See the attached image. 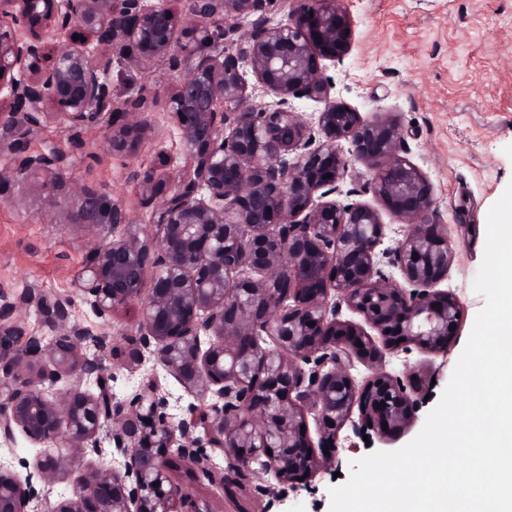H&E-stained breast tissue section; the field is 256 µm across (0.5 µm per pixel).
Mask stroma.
I'll use <instances>...</instances> for the list:
<instances>
[{"instance_id": "stroma-1", "label": "stroma", "mask_w": 512, "mask_h": 512, "mask_svg": "<svg viewBox=\"0 0 512 512\" xmlns=\"http://www.w3.org/2000/svg\"><path fill=\"white\" fill-rule=\"evenodd\" d=\"M347 6L354 36L342 60L325 64L331 95L364 117L393 112L400 119L407 156L429 178L436 219L448 230L454 262L444 285L459 299L462 317L447 353L387 354L388 371L424 368L433 379L405 431L340 447L332 465L283 497H260L259 473L224 489L219 477L227 463L213 452L215 479L181 466L173 472L200 512H330L329 490L345 483L353 462L398 450L420 432L485 303L473 282L484 256L487 214L512 183V0H347ZM110 79L114 96L125 98L169 83L171 75L163 60L144 70L116 59ZM151 119L153 133L130 159L107 155L98 129L73 134L48 124L28 150L60 155L57 181L36 182L17 172L0 205V286L15 300L32 289L50 301L69 300L73 321L107 330L118 348L134 337L141 308L115 309L105 327L74 292L72 279L91 258V236L112 234L111 224H87L80 192L123 199L137 224L150 230L151 210L141 203L137 176L168 168L183 154L170 115L158 110Z\"/></svg>"}]
</instances>
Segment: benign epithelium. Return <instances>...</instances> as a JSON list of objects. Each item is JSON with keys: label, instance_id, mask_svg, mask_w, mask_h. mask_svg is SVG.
<instances>
[{"label": "benign epithelium", "instance_id": "obj_1", "mask_svg": "<svg viewBox=\"0 0 512 512\" xmlns=\"http://www.w3.org/2000/svg\"><path fill=\"white\" fill-rule=\"evenodd\" d=\"M264 2L0 0L1 158L51 180L59 157L26 149L53 122L98 126L108 153L132 158L158 107L185 148L183 166L139 176L152 233L122 199L81 190L89 224L105 217L116 234L93 240L78 295L104 321L142 303L120 353L140 375L126 398L85 349L108 350L105 333L74 323L68 301L24 298L43 312L45 342L6 318L16 303L0 292V447L13 451L18 433L40 446L24 478L0 462V512H199L170 472L177 459L210 477L216 450L228 460L222 482L256 463L276 481L262 494L294 491L336 460L345 426L388 436L415 419L427 374L384 370V351L445 349L462 314L438 288L453 253L431 183L406 157L395 115L366 120L330 98L323 61L343 57L353 35L345 0H301L277 22ZM114 50L143 69L167 59L175 82L113 98ZM303 99L323 104L310 121L296 111ZM350 156L407 226L386 251L378 210L332 199ZM358 362L372 368L360 380ZM157 366L201 400L171 413ZM73 474L71 498L37 489Z\"/></svg>", "mask_w": 512, "mask_h": 512}]
</instances>
